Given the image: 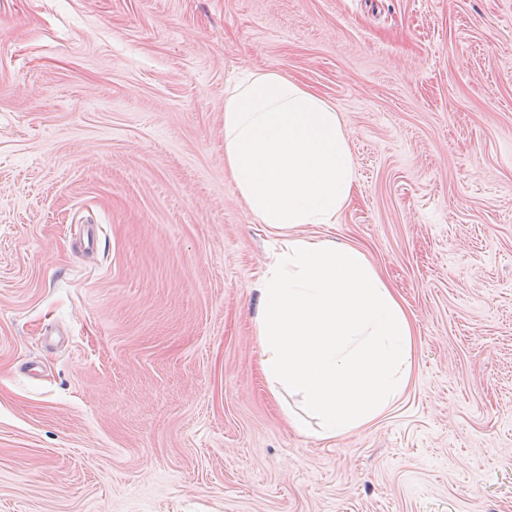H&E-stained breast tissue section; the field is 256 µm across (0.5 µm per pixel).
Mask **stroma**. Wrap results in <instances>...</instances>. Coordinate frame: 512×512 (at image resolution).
Returning <instances> with one entry per match:
<instances>
[{
	"label": "stroma",
	"instance_id": "stroma-1",
	"mask_svg": "<svg viewBox=\"0 0 512 512\" xmlns=\"http://www.w3.org/2000/svg\"><path fill=\"white\" fill-rule=\"evenodd\" d=\"M251 70L336 106L356 197L304 232L415 322L336 439L258 373ZM0 512H512V0H0Z\"/></svg>",
	"mask_w": 512,
	"mask_h": 512
}]
</instances>
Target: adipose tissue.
Returning <instances> with one entry per match:
<instances>
[{"label": "adipose tissue", "mask_w": 512, "mask_h": 512, "mask_svg": "<svg viewBox=\"0 0 512 512\" xmlns=\"http://www.w3.org/2000/svg\"><path fill=\"white\" fill-rule=\"evenodd\" d=\"M224 162L247 209L278 236L255 284L260 370L304 430L335 438L372 423L405 391L414 330L364 250L301 234L333 224L356 179L339 113L306 86L252 71L224 90Z\"/></svg>", "instance_id": "obj_1"}]
</instances>
